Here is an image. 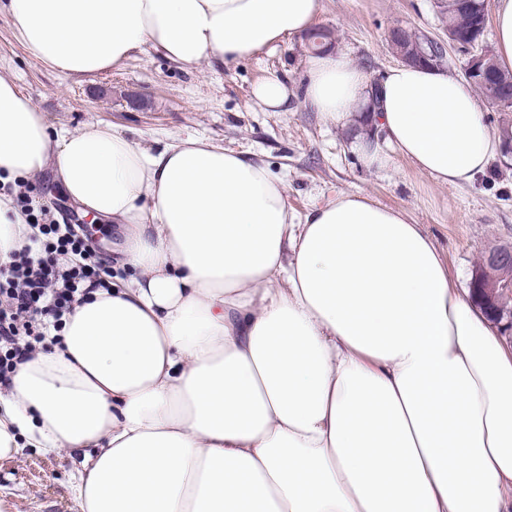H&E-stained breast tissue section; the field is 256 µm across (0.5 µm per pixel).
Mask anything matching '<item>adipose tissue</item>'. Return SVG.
I'll return each instance as SVG.
<instances>
[{"label":"adipose tissue","mask_w":512,"mask_h":512,"mask_svg":"<svg viewBox=\"0 0 512 512\" xmlns=\"http://www.w3.org/2000/svg\"><path fill=\"white\" fill-rule=\"evenodd\" d=\"M320 0H0L27 51L89 76L144 45L193 69L304 34ZM317 112L440 184L501 149L445 70L378 84L307 63ZM52 171L83 216L126 227L110 290L0 395V461L20 441L80 460L81 512H512V349L410 213L340 193L295 222L287 186L203 137L158 151L107 124L53 130L0 77V176ZM34 229L0 194V262Z\"/></svg>","instance_id":"1"}]
</instances>
